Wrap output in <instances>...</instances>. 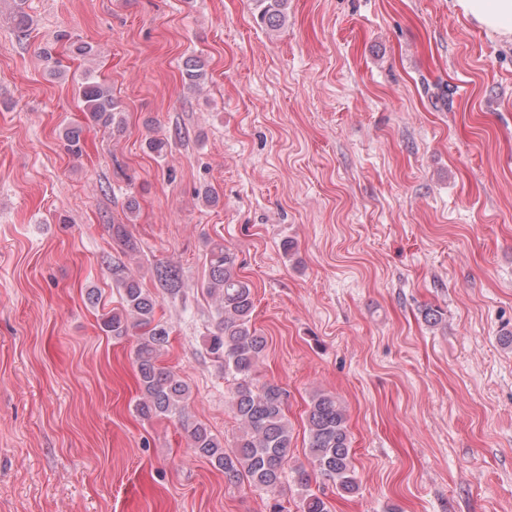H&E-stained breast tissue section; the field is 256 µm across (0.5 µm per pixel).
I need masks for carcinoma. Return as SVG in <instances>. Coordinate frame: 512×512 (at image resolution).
<instances>
[{"mask_svg":"<svg viewBox=\"0 0 512 512\" xmlns=\"http://www.w3.org/2000/svg\"><path fill=\"white\" fill-rule=\"evenodd\" d=\"M257 20L268 28L285 21L288 0H254ZM205 78L204 63L189 59L183 82L190 90ZM79 94L83 111L91 121L105 127H122L121 106L112 87L87 72L81 78ZM205 289L214 298L220 321L209 337L210 350L224 359V372L233 377L229 402L239 423L233 444L225 445L202 423L186 414L188 386L171 370L159 365L169 342V329L156 319L157 302L140 287L126 268H112L114 281L122 288L121 308L102 321L103 330L114 337L141 331L135 349L141 397L138 412L144 417L178 418L193 453L208 459L224 471L231 483L246 482L276 496L284 489L288 473L305 489L312 477L332 483L338 495L359 490L346 409L335 395L315 391L307 411L306 454L310 468L292 466L293 434L286 416V392L274 383L259 384L255 370L266 349V340L252 325V288L237 272V256L221 242L208 245ZM300 512H331L325 495L307 493Z\"/></svg>","mask_w":512,"mask_h":512,"instance_id":"1","label":"carcinoma"}]
</instances>
